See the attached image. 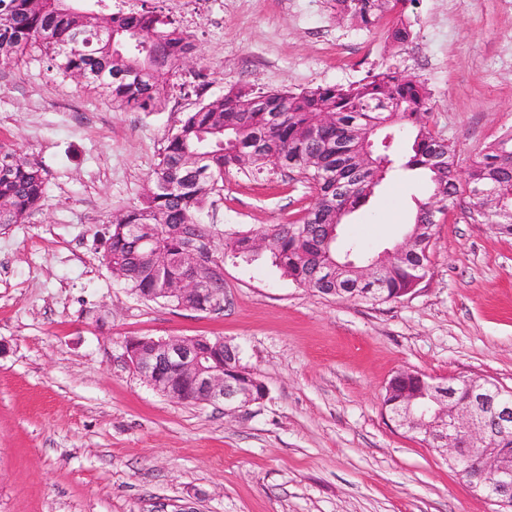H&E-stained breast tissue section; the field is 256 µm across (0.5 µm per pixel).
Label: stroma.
Instances as JSON below:
<instances>
[{
  "instance_id": "1",
  "label": "stroma",
  "mask_w": 512,
  "mask_h": 512,
  "mask_svg": "<svg viewBox=\"0 0 512 512\" xmlns=\"http://www.w3.org/2000/svg\"><path fill=\"white\" fill-rule=\"evenodd\" d=\"M192 35L189 72L150 112L120 111L33 53L0 66V140L41 162L47 199L0 231V512H500L383 398L401 371L512 390V236L458 201L431 265L397 302L318 296L227 239L301 219L307 183L232 173L206 222L223 309L131 294L101 263L113 214L142 197L186 113L233 87L297 92L387 65L424 81L431 129L458 173L512 131V0H410L365 29L326 0H112ZM404 20L412 37L391 42ZM203 71L204 85L192 78ZM423 179L389 183L344 236L372 253L402 239ZM130 336H221L267 390L237 416L175 403L131 369Z\"/></svg>"
}]
</instances>
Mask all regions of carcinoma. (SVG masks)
Masks as SVG:
<instances>
[{
    "label": "carcinoma",
    "instance_id": "obj_1",
    "mask_svg": "<svg viewBox=\"0 0 512 512\" xmlns=\"http://www.w3.org/2000/svg\"><path fill=\"white\" fill-rule=\"evenodd\" d=\"M327 2L337 21L370 28L388 14L403 13L409 0ZM132 35L141 38L144 51L122 47ZM191 47L186 30L150 12L90 13L74 0H0V66L38 49L62 73L82 77L122 109L149 112L160 106L167 86L142 72L149 66L177 75ZM430 100L424 82L394 66L362 82L299 93L231 88L187 113L168 138L140 203L112 216L102 264L135 295L142 288H163L174 276H190L187 239L176 230L210 236L200 215L223 190L224 174L268 177L289 171L314 187V205L300 220L265 230L264 251L254 249L251 235L230 239L227 250L245 262L265 257L319 295L341 292L375 303L400 299L426 277L437 214L459 198H469L477 215L499 232L512 234V216H501L496 204L512 195V134L473 160L460 181L455 145L429 127ZM393 128L409 132L410 148L393 157L382 146L389 158L383 167L367 143ZM407 173L426 178L430 194L416 203L413 222L405 227L409 244L389 255L372 291L363 284L362 269L374 255L348 240L356 264L345 268L344 250L327 240L341 211L353 214L369 202V186ZM477 187L493 194L474 201L470 193ZM46 193L42 164L0 141V227L30 222Z\"/></svg>",
    "mask_w": 512,
    "mask_h": 512
}]
</instances>
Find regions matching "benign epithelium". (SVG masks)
<instances>
[{"label":"benign epithelium","instance_id":"obj_1","mask_svg":"<svg viewBox=\"0 0 512 512\" xmlns=\"http://www.w3.org/2000/svg\"><path fill=\"white\" fill-rule=\"evenodd\" d=\"M168 291L195 297L200 281L182 277L171 281ZM124 348L140 379L171 400L185 403L198 395L233 415L266 397L265 386L242 364L240 347L221 336L153 337L147 347L142 338L129 337ZM489 385L469 379L439 383L420 372H400L387 386L388 395L395 396L391 420L438 443L473 491L512 507V450L497 447L512 434V398L490 397ZM461 389L468 393L466 406L457 399Z\"/></svg>","mask_w":512,"mask_h":512}]
</instances>
